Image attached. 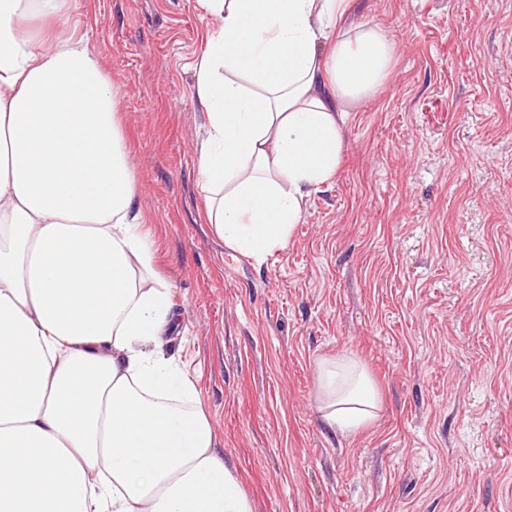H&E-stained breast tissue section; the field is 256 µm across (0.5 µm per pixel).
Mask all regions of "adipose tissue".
Returning a JSON list of instances; mask_svg holds the SVG:
<instances>
[{
    "instance_id": "obj_1",
    "label": "adipose tissue",
    "mask_w": 512,
    "mask_h": 512,
    "mask_svg": "<svg viewBox=\"0 0 512 512\" xmlns=\"http://www.w3.org/2000/svg\"><path fill=\"white\" fill-rule=\"evenodd\" d=\"M194 64L205 222L256 262L283 249L335 175L351 107L394 57L352 0H200ZM70 0H0V512H251L192 382L162 338L168 288L146 285L118 89L56 28ZM332 431L376 416L354 358L317 363Z\"/></svg>"
}]
</instances>
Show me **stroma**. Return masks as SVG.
<instances>
[{"label": "stroma", "instance_id": "1", "mask_svg": "<svg viewBox=\"0 0 512 512\" xmlns=\"http://www.w3.org/2000/svg\"><path fill=\"white\" fill-rule=\"evenodd\" d=\"M394 43L335 176L256 263L203 218L198 0H71L117 110L179 360L252 512H512V0H354ZM369 372L377 417L319 411L317 362Z\"/></svg>", "mask_w": 512, "mask_h": 512}]
</instances>
